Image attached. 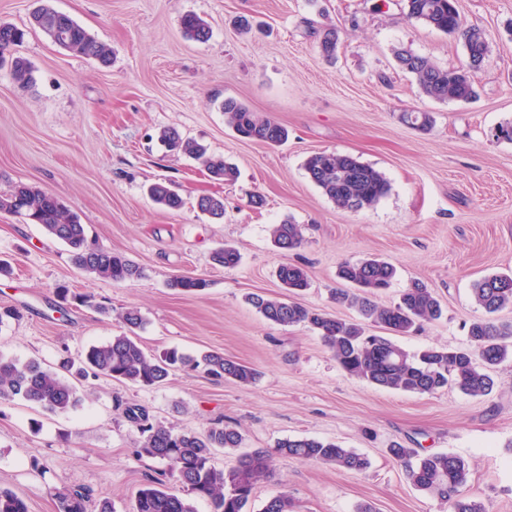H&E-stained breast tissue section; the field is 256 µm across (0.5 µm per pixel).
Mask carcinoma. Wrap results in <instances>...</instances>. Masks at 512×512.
<instances>
[{"instance_id": "obj_1", "label": "carcinoma", "mask_w": 512, "mask_h": 512, "mask_svg": "<svg viewBox=\"0 0 512 512\" xmlns=\"http://www.w3.org/2000/svg\"><path fill=\"white\" fill-rule=\"evenodd\" d=\"M408 16L464 42L467 60L481 69L488 59L489 46L485 33L476 26L464 24L456 0H406ZM32 25L54 43L79 55L106 65L111 51L68 14L46 3L32 15ZM184 35L204 42L210 38L209 24L195 14L181 19ZM25 30L8 22H0V56L23 43ZM338 37L329 28L323 31L319 47L326 57L334 55ZM399 67L416 78L422 94L439 101H468L475 94L474 82L456 68L441 69L427 58L409 50L395 52ZM31 65L27 59H11L13 80L26 85L31 80ZM227 123L242 137L276 145L288 139V129L280 123L252 111L245 103L226 99L223 104ZM158 140L166 151L187 154L197 160L216 179L230 180L234 176L224 159L207 153L206 148L182 137L174 127L159 132ZM309 179L338 207L360 211L374 206L389 192L385 177L369 165L350 155L316 152L304 163ZM152 199L159 205L176 209L183 199L172 183L155 182L149 187ZM202 213L215 219L224 217V201L218 197L200 196L196 202ZM0 212L25 218L39 224L45 233L65 243L73 253L75 264L91 280H110L121 284L142 275L141 268L121 253L90 246L86 226L77 215L69 212L62 201L41 189L19 184L0 193ZM272 242L286 253L298 248L302 241L299 225L285 220L272 225ZM214 264L234 267L240 253L224 246L212 253ZM340 279L352 284L348 289L332 293L336 304L356 310L360 317L387 330L409 333L421 321L441 317L442 308L432 289L416 282L404 290L399 302L382 306L372 297L391 286L394 266L384 260L369 258L341 265ZM282 288L290 293L308 287L307 270L297 264L283 263L278 269ZM202 278L180 277L170 287L183 292H198L206 288ZM476 302L487 317L470 325L468 349L449 350L428 347L409 353L390 337L369 334L361 323L346 321L318 313L297 302L280 297L253 293L248 303L266 320L280 326L303 325L317 332L329 348L337 364L347 373L393 390L414 394H435L452 386L470 396H483L493 387L490 369L512 354V325L499 321L495 314L512 307V275L486 276L473 284ZM127 332L91 346L74 366L69 360L60 370L42 366L32 359L21 361L0 352V403L16 399L61 414L75 408L81 401L78 388L62 372H75L86 380L109 377L141 387L164 382L177 367L201 371L215 379H232L249 384L256 378L255 370L216 352L190 358L176 350L149 354L142 348L136 330L143 317L136 308L122 314ZM125 416L141 434L136 454L166 463L171 478L181 485L177 494L157 481L149 482L135 498L130 512H197L195 502L206 500L211 512H246L257 482L271 477L277 456L306 462L332 464L339 468L362 471L368 461L357 452L333 442L314 438H288L278 442L273 451L255 449L240 455L230 466L218 468L213 463L214 450L222 448L232 453L241 447L242 434L232 425L218 423L203 434L175 432L150 422L147 411L135 404L125 407ZM412 485L449 505L451 512H486L475 502L464 500L461 489L468 480L463 459L448 453L426 454L406 469ZM60 512H88L91 493L74 489L58 495ZM292 502L285 493L272 496L263 512H291ZM0 512H28L25 501L9 490L0 489Z\"/></svg>"}]
</instances>
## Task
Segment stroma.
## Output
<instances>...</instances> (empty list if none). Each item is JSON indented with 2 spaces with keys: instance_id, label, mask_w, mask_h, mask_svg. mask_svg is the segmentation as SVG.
<instances>
[{
  "instance_id": "35a3bbf8",
  "label": "stroma",
  "mask_w": 512,
  "mask_h": 512,
  "mask_svg": "<svg viewBox=\"0 0 512 512\" xmlns=\"http://www.w3.org/2000/svg\"><path fill=\"white\" fill-rule=\"evenodd\" d=\"M112 50L109 65L69 52L30 18L38 0H0V21L26 32L18 55L32 68L21 89L0 67V192L24 183L57 196L87 227L91 245L137 263L141 278L122 284L90 280L70 249L42 227L0 213V308L17 315L0 323V352L44 366L80 359L93 345L124 332L129 307L144 318V349L196 355L215 351L255 368V382L216 381L179 371L160 386L107 378L79 382V405L52 414L16 400L0 404V488L28 512H59L57 492L82 487L128 512L164 463L136 455L141 435L124 414L136 404L151 422L177 432L235 425L242 452L274 449L308 437L364 455L350 472L280 457L272 478L255 489L248 512L287 493L294 512H448L409 482L392 444L419 454L449 453L469 470L464 497L486 512H512V358L491 372L492 392L471 397L455 388L419 395L383 388L343 372L316 333L266 321L246 297L282 292L277 269L303 265L310 286L299 303L345 320L332 289L343 262L368 257L394 265L390 305L414 282L439 297L443 315L394 341L407 351L464 348L470 324L484 317L474 281L512 272V141L496 138L512 122V0H457L466 24L482 28L489 58L476 76L477 95L437 101L423 95L394 52L407 49L442 68L467 60L462 39L408 18L406 0H50ZM206 20L208 41L187 39L184 14ZM247 18L251 31L239 30ZM336 29L334 56L319 49ZM233 98L289 130L269 145L239 137L227 124ZM428 113L423 132L402 121ZM177 128L235 168L212 180L200 164L165 152L157 134ZM356 157L381 172L389 193L374 206L341 209L310 181L306 158L316 152ZM167 180L180 209L155 204L147 189ZM223 198L216 221L195 206L198 196ZM265 199L253 207L251 195ZM300 224L304 242L289 254L270 239L271 225ZM240 254L232 268L214 265V250ZM176 277L205 279L183 293ZM93 295L95 307L64 301L59 287Z\"/></svg>"
}]
</instances>
